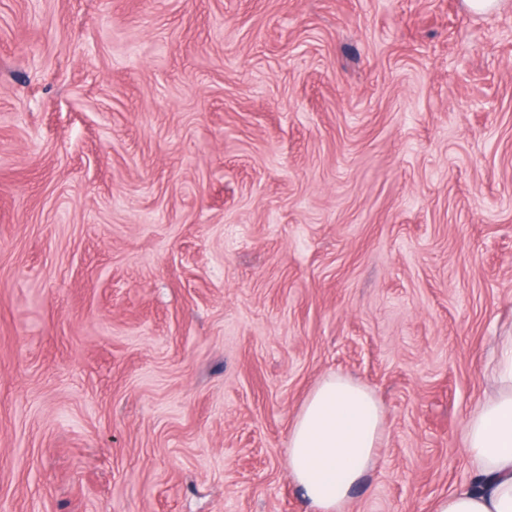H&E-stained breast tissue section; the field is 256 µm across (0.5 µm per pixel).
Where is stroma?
I'll use <instances>...</instances> for the list:
<instances>
[{"instance_id": "obj_1", "label": "stroma", "mask_w": 512, "mask_h": 512, "mask_svg": "<svg viewBox=\"0 0 512 512\" xmlns=\"http://www.w3.org/2000/svg\"><path fill=\"white\" fill-rule=\"evenodd\" d=\"M512 336V0H0V512H432ZM382 433L383 410L375 395L347 376L330 375L291 425L290 475L321 512H343L375 463Z\"/></svg>"}]
</instances>
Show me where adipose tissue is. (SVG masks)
<instances>
[{
    "label": "adipose tissue",
    "instance_id": "1",
    "mask_svg": "<svg viewBox=\"0 0 512 512\" xmlns=\"http://www.w3.org/2000/svg\"><path fill=\"white\" fill-rule=\"evenodd\" d=\"M490 378L495 393L479 401L466 422L473 478L440 497L433 512H512V336L499 345ZM382 433L375 395L349 377L328 376L291 425L290 475L319 512H343L375 463Z\"/></svg>",
    "mask_w": 512,
    "mask_h": 512
}]
</instances>
